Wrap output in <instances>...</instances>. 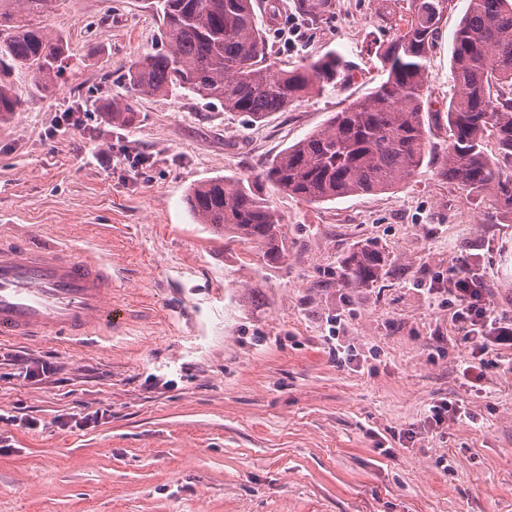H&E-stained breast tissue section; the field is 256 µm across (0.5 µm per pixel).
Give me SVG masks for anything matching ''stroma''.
Returning <instances> with one entry per match:
<instances>
[{"instance_id":"1","label":"stroma","mask_w":512,"mask_h":512,"mask_svg":"<svg viewBox=\"0 0 512 512\" xmlns=\"http://www.w3.org/2000/svg\"><path fill=\"white\" fill-rule=\"evenodd\" d=\"M279 3L267 37L282 63L335 50L356 75L257 123L185 91L116 110L131 64L161 48L153 0H55L44 17L66 70L49 93L12 76L24 104L0 120V226L111 263L127 320L79 356L19 343L59 365L54 383L0 368V414L35 421L0 423V512H512V348L487 355L483 391L463 386L447 295L467 265L512 316V213L461 194L435 161L394 191L333 202L267 184L288 239L268 264L187 208L193 185L255 176L386 78L372 49L394 27L375 22L374 0H336L315 26ZM467 5L443 18L427 112L448 110ZM361 245L387 264L372 286L345 287L341 261ZM335 334L356 361L337 362ZM442 397L468 418L435 425ZM96 409L95 427L61 424Z\"/></svg>"}]
</instances>
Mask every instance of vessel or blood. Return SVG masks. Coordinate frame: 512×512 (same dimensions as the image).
<instances>
[{"mask_svg": "<svg viewBox=\"0 0 512 512\" xmlns=\"http://www.w3.org/2000/svg\"><path fill=\"white\" fill-rule=\"evenodd\" d=\"M110 264L29 231H0V344L55 342L80 355L119 326Z\"/></svg>", "mask_w": 512, "mask_h": 512, "instance_id": "1", "label": "vessel or blood"}]
</instances>
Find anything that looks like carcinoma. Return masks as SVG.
Segmentation results:
<instances>
[{
  "instance_id": "1",
  "label": "carcinoma",
  "mask_w": 512,
  "mask_h": 512,
  "mask_svg": "<svg viewBox=\"0 0 512 512\" xmlns=\"http://www.w3.org/2000/svg\"><path fill=\"white\" fill-rule=\"evenodd\" d=\"M54 0H0V119L24 99L11 82L31 73L48 92L62 72L67 44L38 23ZM256 0H155L163 50L139 57L129 71L136 98L183 89L261 122L326 85L347 86L354 67L330 51L292 70L276 67L259 25ZM453 0H381L376 22L393 23L394 37L378 47L387 78L325 124L284 148L255 179L222 177L194 186L189 205L199 223L248 243L268 262L288 253L281 219L257 189L268 182L308 202L385 193L408 181L431 151L424 115L429 63ZM310 24L335 0H297ZM450 139L439 174L461 193L486 194L512 210V0H468L453 36ZM385 259L362 246L341 262V283L367 288Z\"/></svg>"
}]
</instances>
